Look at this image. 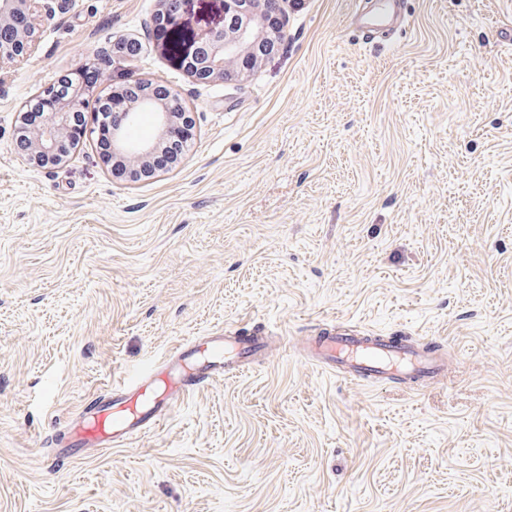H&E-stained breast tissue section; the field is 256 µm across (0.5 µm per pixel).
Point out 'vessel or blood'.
<instances>
[{"mask_svg":"<svg viewBox=\"0 0 512 512\" xmlns=\"http://www.w3.org/2000/svg\"><path fill=\"white\" fill-rule=\"evenodd\" d=\"M260 334L241 336L216 332L176 347L167 360L134 371L112 384L111 393L87 407L83 419L52 440L56 457H73L79 448H112L159 428L170 409L159 389L187 395L207 383L235 377L249 368L261 348ZM310 357L321 368L354 383L397 378L416 383L439 373L443 363L436 351L414 344L406 336H370L331 330L314 337Z\"/></svg>","mask_w":512,"mask_h":512,"instance_id":"1","label":"vessel or blood"}]
</instances>
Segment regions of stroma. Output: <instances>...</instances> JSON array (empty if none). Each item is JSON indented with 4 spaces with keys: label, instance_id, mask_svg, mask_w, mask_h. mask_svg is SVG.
<instances>
[{
    "label": "stroma",
    "instance_id": "obj_1",
    "mask_svg": "<svg viewBox=\"0 0 512 512\" xmlns=\"http://www.w3.org/2000/svg\"><path fill=\"white\" fill-rule=\"evenodd\" d=\"M159 8L55 0L0 64V512H512V0H408L374 40L354 0H288L248 79L201 83ZM223 17L188 0L182 39ZM87 63L179 92L195 133L175 167L119 183L88 140L56 169L24 160L19 111ZM336 322L420 338L447 370L338 378L306 351ZM255 328L268 351L243 375L52 461L122 372Z\"/></svg>",
    "mask_w": 512,
    "mask_h": 512
}]
</instances>
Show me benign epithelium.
I'll return each mask as SVG.
<instances>
[{
  "label": "benign epithelium",
  "instance_id": "obj_1",
  "mask_svg": "<svg viewBox=\"0 0 512 512\" xmlns=\"http://www.w3.org/2000/svg\"><path fill=\"white\" fill-rule=\"evenodd\" d=\"M185 0H162L163 14L172 36L179 60L191 77L200 81L213 79L244 80L249 77L258 58L270 53L271 35L278 31L269 22L271 14L279 10H258L256 0H224V24L214 26L203 36L182 42L178 32L182 24ZM37 0H0V59L28 54L35 38L33 11ZM108 95L112 96V121L108 126L71 129V117L76 112L74 99L57 94L54 85L43 89L37 99L43 104L41 124L28 134V153L25 159L42 168L64 166L73 149L87 136L105 135L116 164L110 169L112 177L121 181H136L151 176L157 170L151 160L158 147L181 135L185 130L188 107L180 94L167 88L155 92L149 79L137 78L114 83ZM152 114L157 136L135 143L129 138V129L139 114Z\"/></svg>",
  "mask_w": 512,
  "mask_h": 512
}]
</instances>
